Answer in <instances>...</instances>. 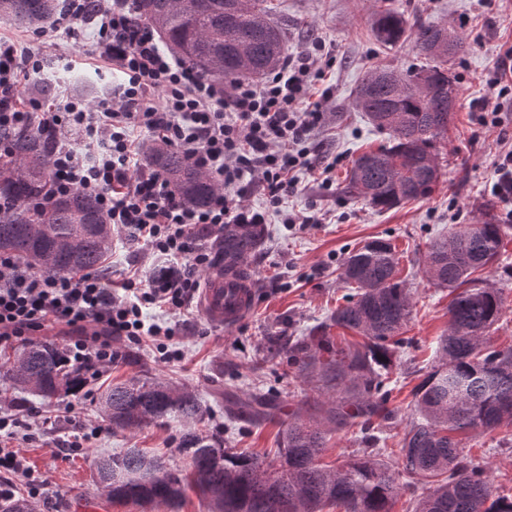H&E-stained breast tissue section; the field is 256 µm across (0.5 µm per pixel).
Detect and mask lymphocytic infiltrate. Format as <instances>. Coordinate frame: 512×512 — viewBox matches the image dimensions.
<instances>
[{
  "label": "lymphocytic infiltrate",
  "instance_id": "obj_1",
  "mask_svg": "<svg viewBox=\"0 0 512 512\" xmlns=\"http://www.w3.org/2000/svg\"><path fill=\"white\" fill-rule=\"evenodd\" d=\"M97 4V56L125 77L97 107L64 91L53 104L22 95L24 80L43 73V61L0 40V130L17 127L49 137L51 197L77 191L95 198L108 224L128 242L150 246L169 272L164 279L135 273L116 285L104 271L50 275L0 254V344L66 325V360L94 379L116 359L113 340L137 344L146 336L171 335V328L144 318L143 306L181 312L192 305L199 272L213 263L196 227L265 223L264 212L245 205V184L259 182L275 210L297 188L298 172L320 174L327 183L336 167L335 159L310 148L333 97L327 74L336 57L325 41L289 53L260 80L223 84L165 47L135 17L133 0ZM486 85L487 96L471 109L479 125L503 129L504 110L512 107L511 44L500 46ZM145 138L180 150L222 184L208 208L183 204L168 180L143 164ZM27 439L0 419V495L19 477L33 491L41 484L17 448Z\"/></svg>",
  "mask_w": 512,
  "mask_h": 512
}]
</instances>
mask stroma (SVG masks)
<instances>
[{
	"instance_id": "1",
	"label": "stroma",
	"mask_w": 512,
	"mask_h": 512,
	"mask_svg": "<svg viewBox=\"0 0 512 512\" xmlns=\"http://www.w3.org/2000/svg\"><path fill=\"white\" fill-rule=\"evenodd\" d=\"M273 18L282 27L287 51L321 38L336 55L331 71L334 98L324 127L311 144L339 154L336 180L322 188L303 175L298 189L286 196L280 211L321 210L320 224L287 226L280 211L267 209L259 189L245 197L249 207L264 211L268 239L248 262L255 280L253 307L248 316L225 328L210 322L198 307L174 315L147 306V320L173 326L169 349L181 357L163 361L151 343L137 346L114 340L117 358L101 378L76 396L43 399L31 393H8L0 399V418L18 424L35 423L37 415L50 417L53 428L39 431L21 447L27 464L44 486L32 498L33 512H142L132 503H108L95 479L98 456L146 448L171 459L184 428L179 422L135 431L113 430L99 412V397L106 385L147 375L192 391L206 411L204 425L223 439L225 447L257 454L274 453L281 424L295 412L313 410L314 391L288 375L286 358L262 360L271 336H303L327 321L342 304L345 289L337 278L347 253L372 238L391 240L401 256V278L413 295L411 319L404 341L394 349L388 407L395 415L379 443L388 462H396L401 438L410 421L415 388L436 359V339L448 325L447 289L430 283L422 273V256L429 241L454 224L481 221L486 204L497 215L512 212V204L496 201L491 192L493 164L505 146L498 134L480 127L471 103L483 99L484 79L497 62L500 44L512 43V0H272ZM390 8L408 22L461 27L467 51L449 61L460 88L448 131L439 144L443 175L428 198L379 210L363 200L344 197L341 189L353 160L361 153L388 145L387 134L376 132L354 105V91L367 70L386 66L413 71L424 62L414 40L395 47L376 41L373 21L378 10ZM95 28L79 26L76 37L48 29L46 68L55 84L77 91L90 106L111 94L118 74L95 69L89 54ZM113 273L152 270L161 258L148 247L126 243L120 231L112 233ZM489 279L503 291L506 313L491 333L500 347L512 346V234L504 241L499 260L488 269ZM257 394L277 408L276 422L254 427L237 419L227 421L226 408L238 399ZM82 435L79 449L69 442ZM498 434L471 437L465 451L484 463L497 495L512 499V445L498 443Z\"/></svg>"
}]
</instances>
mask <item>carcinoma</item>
I'll list each match as a JSON object with an SVG mask.
<instances>
[{
  "mask_svg": "<svg viewBox=\"0 0 512 512\" xmlns=\"http://www.w3.org/2000/svg\"><path fill=\"white\" fill-rule=\"evenodd\" d=\"M60 0H0V17L33 31L60 20ZM138 18L149 23L190 67L222 83L265 75L276 68L285 35L271 20L267 0H135ZM375 37L393 47L412 38L432 64L421 69L424 86H412L414 71L372 68L355 95L356 107L391 146L366 152L347 174L343 193L383 210L423 199L442 177L437 143L448 130L452 85L448 57L465 51L463 37L453 48L441 43L448 28L408 24L385 9L377 13ZM9 151L0 156V252L48 274L103 266L112 250V228L96 202L80 193L32 206L48 179L50 142L19 128L0 131ZM148 167L171 182L177 198L196 208L208 206L219 185L169 148L149 146ZM477 224H456L434 238L422 265L428 281L455 292L448 305V327L439 337L437 360L415 393L414 413L401 445L398 472L362 451L336 467L319 464L328 436L360 426L361 442L373 447L393 424L386 406L394 347L412 311V293L398 278L399 257L392 243L375 238L351 250L338 268L348 286L346 302L330 321L361 340L335 346L325 336L328 324L308 336L275 343L288 350L292 374L324 396L320 416L295 417L280 432L279 448L268 460L224 447V441L199 427L205 410L199 398L168 382L146 376L120 383L101 396L102 418L110 426L134 430L182 422L173 469L138 448L103 455L96 470L122 475L104 487L111 502L141 507H180L187 490L207 503L208 512H393L403 486L400 474L433 488L417 499L412 512H512V499L497 496L485 467L464 453L461 435L490 434L512 427V348L490 343L488 333L505 314L501 289L482 273L497 261L512 229L498 222L494 205ZM265 238L262 224H226L214 232L213 250L224 274L235 275ZM3 375L14 389L50 399L82 387V372L66 364L52 343H31L15 351ZM232 419L262 424L276 417L274 405L252 398L228 411Z\"/></svg>",
  "mask_w": 512,
  "mask_h": 512,
  "instance_id": "1",
  "label": "carcinoma"
}]
</instances>
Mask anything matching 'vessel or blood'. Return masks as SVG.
Segmentation results:
<instances>
[{
  "mask_svg": "<svg viewBox=\"0 0 512 512\" xmlns=\"http://www.w3.org/2000/svg\"><path fill=\"white\" fill-rule=\"evenodd\" d=\"M253 288L252 278L228 281L222 271H213L207 277L206 286L199 299V308L214 322L234 324L250 307Z\"/></svg>",
  "mask_w": 512,
  "mask_h": 512,
  "instance_id": "1",
  "label": "vessel or blood"
}]
</instances>
